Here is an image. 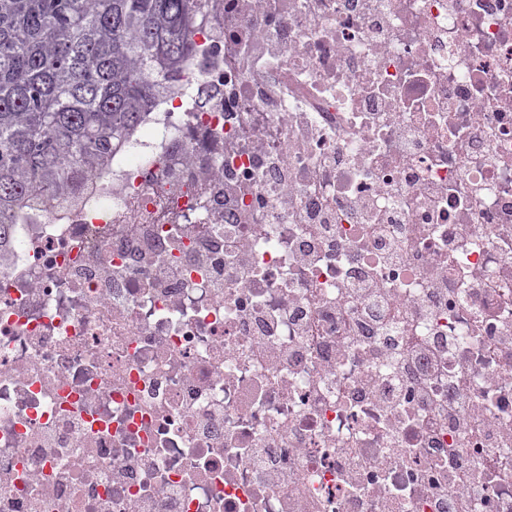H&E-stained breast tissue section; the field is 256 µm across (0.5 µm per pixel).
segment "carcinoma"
<instances>
[{
    "instance_id": "cac0c4a2",
    "label": "carcinoma",
    "mask_w": 512,
    "mask_h": 512,
    "mask_svg": "<svg viewBox=\"0 0 512 512\" xmlns=\"http://www.w3.org/2000/svg\"><path fill=\"white\" fill-rule=\"evenodd\" d=\"M195 2L0 0V235L134 131L190 51Z\"/></svg>"
}]
</instances>
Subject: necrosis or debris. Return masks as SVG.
<instances>
[{"label":"necrosis or debris","instance_id":"1","mask_svg":"<svg viewBox=\"0 0 512 512\" xmlns=\"http://www.w3.org/2000/svg\"><path fill=\"white\" fill-rule=\"evenodd\" d=\"M0 241V512H512V0H197Z\"/></svg>","mask_w":512,"mask_h":512}]
</instances>
